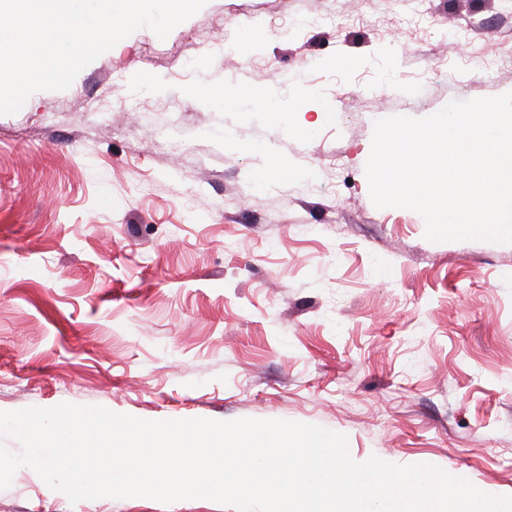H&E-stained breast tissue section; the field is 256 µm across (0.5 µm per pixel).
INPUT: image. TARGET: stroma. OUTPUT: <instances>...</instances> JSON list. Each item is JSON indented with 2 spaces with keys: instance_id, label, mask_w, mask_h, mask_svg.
Wrapping results in <instances>:
<instances>
[{
  "instance_id": "obj_1",
  "label": "stroma",
  "mask_w": 512,
  "mask_h": 512,
  "mask_svg": "<svg viewBox=\"0 0 512 512\" xmlns=\"http://www.w3.org/2000/svg\"><path fill=\"white\" fill-rule=\"evenodd\" d=\"M237 83L265 102L192 94ZM507 92L512 0H208L33 93L0 116V411L313 423L512 495V245L429 241L365 175L376 120ZM0 512L230 510L20 469Z\"/></svg>"
}]
</instances>
